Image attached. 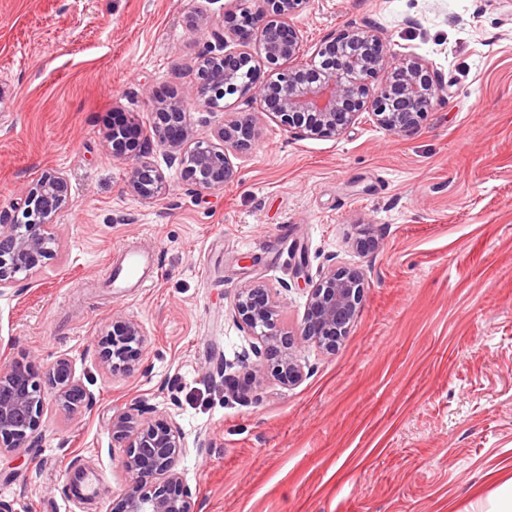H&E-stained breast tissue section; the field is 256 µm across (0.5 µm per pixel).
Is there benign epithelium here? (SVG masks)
Masks as SVG:
<instances>
[{"instance_id":"1","label":"benign epithelium","mask_w":512,"mask_h":512,"mask_svg":"<svg viewBox=\"0 0 512 512\" xmlns=\"http://www.w3.org/2000/svg\"><path fill=\"white\" fill-rule=\"evenodd\" d=\"M310 0H257L255 22L236 23V14L219 20L200 11L190 26L207 34L200 52L194 83L188 94L175 90L151 98L153 136L143 137L135 119L114 113L106 142L112 156L132 161L127 187L145 201L167 187L163 172L151 160L157 147L177 166L183 185L194 191L221 187L233 177L227 146L247 149L259 135L255 116L232 119L214 137L196 133L188 103L211 111L218 99L238 96L260 102L285 130L308 137H339L359 116L369 114L379 128L392 133L414 131L433 106L448 96V84L421 58L405 55L388 60L383 39L372 30L352 28L322 40L310 59L300 53L301 35L289 19L303 12ZM258 46L277 77L271 82L237 80L251 65L249 46ZM388 71L385 83L370 89L369 80ZM70 204L65 177L46 174L10 209L0 210V294L20 277L33 276L56 245L52 219ZM299 337L281 327L282 300L274 288L252 283L236 290L230 305L232 318L261 346L253 355L265 363L250 362L244 354L238 374L224 375L228 390L237 376L258 379L268 370L284 385L298 383L303 370L300 352L313 343L333 352L347 336L361 302L364 278L353 269L329 266L309 281ZM144 336L140 325L121 313L112 315L100 358L110 369L135 370L142 359ZM65 412L93 406V397L76 379L72 361L61 357L40 370L31 362L0 363V455L21 454L37 447L47 398ZM145 408L130 404L112 415V440L127 448L124 466L127 485L123 512H191L192 492L178 462L186 452L184 434L172 415L152 422Z\"/></svg>"}]
</instances>
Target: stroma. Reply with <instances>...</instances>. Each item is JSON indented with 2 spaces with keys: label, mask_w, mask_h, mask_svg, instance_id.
<instances>
[{
  "label": "stroma",
  "mask_w": 512,
  "mask_h": 512,
  "mask_svg": "<svg viewBox=\"0 0 512 512\" xmlns=\"http://www.w3.org/2000/svg\"><path fill=\"white\" fill-rule=\"evenodd\" d=\"M253 4L0 0V209L47 172L72 198L54 255L0 295V360L69 357L94 400L48 404L38 448L0 456L14 512H121L126 450L109 421L135 402L181 426L193 512H472L512 481V0H310L292 20L304 56L375 29L389 58L441 72L447 98L411 134L363 116L309 138L232 96L192 117L207 136L260 113L259 139L228 151L233 179L195 192L158 150L167 191L140 200L106 147L113 113L151 134V96L194 81L207 36L191 12ZM358 237L374 247L352 248ZM128 241L159 276L118 299L105 271ZM331 264L365 277L339 348L305 347L293 387L269 375L231 394L217 369L254 344L228 314L235 290L278 289L294 331L308 279ZM116 312L146 338L132 372L99 359ZM78 472L102 474V495L76 493Z\"/></svg>",
  "instance_id": "obj_1"
}]
</instances>
